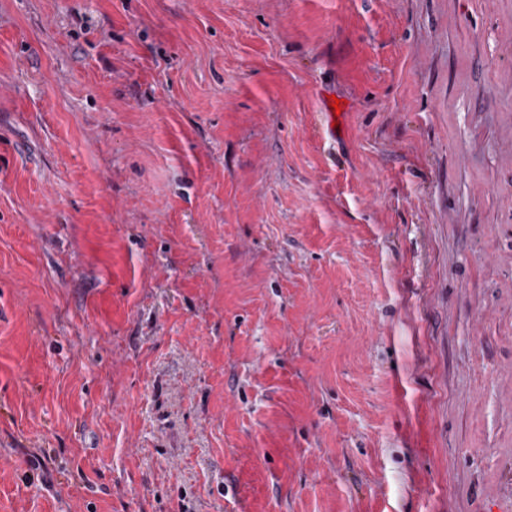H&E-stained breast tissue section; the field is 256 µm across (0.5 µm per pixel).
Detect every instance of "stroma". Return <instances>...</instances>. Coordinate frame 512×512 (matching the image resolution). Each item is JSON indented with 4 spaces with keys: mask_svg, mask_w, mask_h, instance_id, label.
Wrapping results in <instances>:
<instances>
[{
    "mask_svg": "<svg viewBox=\"0 0 512 512\" xmlns=\"http://www.w3.org/2000/svg\"><path fill=\"white\" fill-rule=\"evenodd\" d=\"M0 512H512V0H0Z\"/></svg>",
    "mask_w": 512,
    "mask_h": 512,
    "instance_id": "35a3bbf8",
    "label": "stroma"
}]
</instances>
